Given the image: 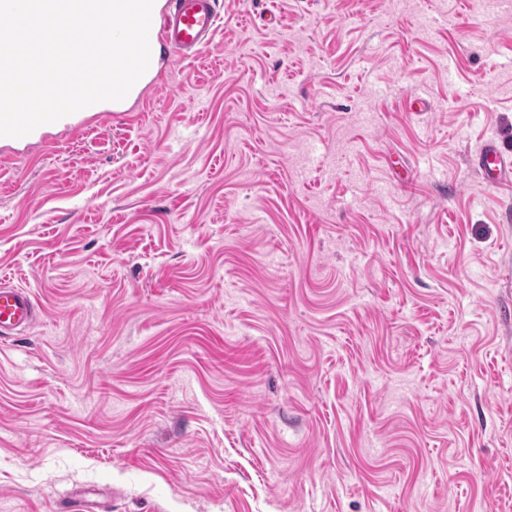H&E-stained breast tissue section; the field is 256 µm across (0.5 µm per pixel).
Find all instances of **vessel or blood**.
Here are the masks:
<instances>
[{
  "label": "vessel or blood",
  "instance_id": "obj_1",
  "mask_svg": "<svg viewBox=\"0 0 512 512\" xmlns=\"http://www.w3.org/2000/svg\"><path fill=\"white\" fill-rule=\"evenodd\" d=\"M223 19L218 0H154L149 30V67L126 99L111 102L107 115L123 114L128 103L144 100L155 87L165 59L176 56L190 63L199 58ZM86 120V110H79L41 125L23 137H0V149L20 155L34 144L52 146L54 132H79L85 128ZM476 167L486 185L493 188L512 185V148L495 141L487 143L477 155ZM37 312V305L27 290L0 285V335L29 328Z\"/></svg>",
  "mask_w": 512,
  "mask_h": 512
}]
</instances>
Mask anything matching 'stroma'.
<instances>
[{
    "mask_svg": "<svg viewBox=\"0 0 512 512\" xmlns=\"http://www.w3.org/2000/svg\"><path fill=\"white\" fill-rule=\"evenodd\" d=\"M219 7L0 157V512H512V0ZM218 3V0H154L149 30L150 64L123 100L90 105L54 123L43 124L20 138L0 137L1 150L20 155L34 144L52 146L55 144L54 132L81 131L87 126V114L92 110L103 112L102 114L111 118L112 115L127 112L125 107L129 103L143 101L153 90L158 71L165 59L177 56L182 61L191 63L199 58L223 22L224 16ZM106 102L110 108L102 107ZM476 167L489 187L502 188L512 184V150L502 143L492 141L484 145L477 155ZM38 308L30 293L18 286L0 285V335L29 328Z\"/></svg>",
    "mask_w": 512,
    "mask_h": 512,
    "instance_id": "obj_1",
    "label": "stroma"
}]
</instances>
